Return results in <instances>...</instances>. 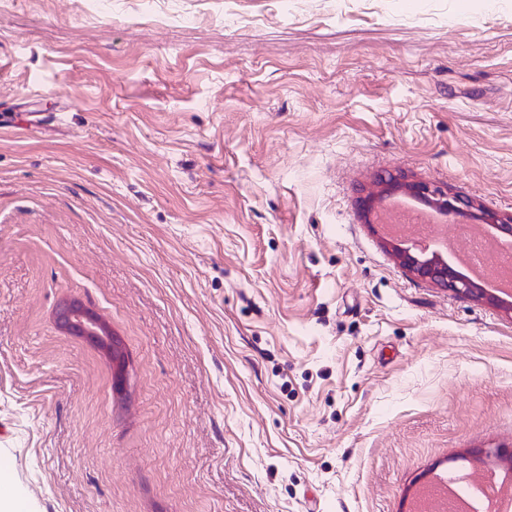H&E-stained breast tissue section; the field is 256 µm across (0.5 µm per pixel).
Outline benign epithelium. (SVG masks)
<instances>
[{"label": "benign epithelium", "mask_w": 512, "mask_h": 512, "mask_svg": "<svg viewBox=\"0 0 512 512\" xmlns=\"http://www.w3.org/2000/svg\"><path fill=\"white\" fill-rule=\"evenodd\" d=\"M378 186H400L411 196L436 205L442 211L477 213L481 222L496 228L506 236H512V214L499 215L488 211L471 199L450 195L425 183L402 182L394 176L382 177ZM393 255L400 266L414 276L444 288L456 296L487 303L512 316V301L479 287L466 274L452 268L436 254L423 250L393 248ZM55 324L64 333L81 337L95 347L112 355L123 350L120 337L116 336L100 315L78 298L66 299L57 307Z\"/></svg>", "instance_id": "benign-epithelium-1"}]
</instances>
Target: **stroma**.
<instances>
[{
    "label": "stroma",
    "mask_w": 512,
    "mask_h": 512,
    "mask_svg": "<svg viewBox=\"0 0 512 512\" xmlns=\"http://www.w3.org/2000/svg\"><path fill=\"white\" fill-rule=\"evenodd\" d=\"M384 174L512 214V0H0V470L33 512H411L512 471V317L396 262ZM55 324L64 333L81 337L103 350L112 360V351H122L123 343L100 315L78 298L66 299L57 307Z\"/></svg>",
    "instance_id": "35a3bbf8"
}]
</instances>
